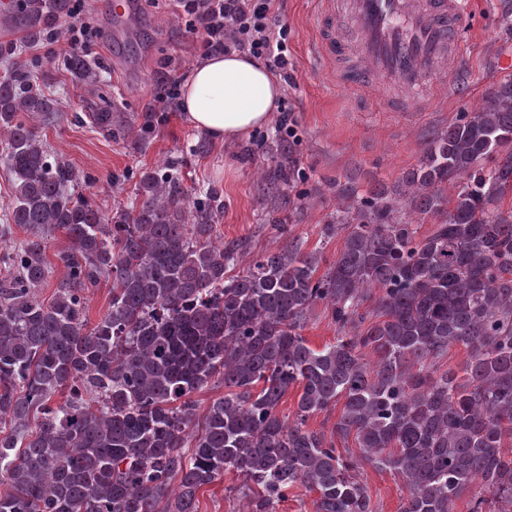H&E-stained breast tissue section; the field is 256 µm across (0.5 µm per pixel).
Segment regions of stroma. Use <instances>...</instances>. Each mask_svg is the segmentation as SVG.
<instances>
[{"mask_svg":"<svg viewBox=\"0 0 512 512\" xmlns=\"http://www.w3.org/2000/svg\"><path fill=\"white\" fill-rule=\"evenodd\" d=\"M107 2H88L91 35L84 53L99 68L100 81L87 87L63 66L65 38L28 43L21 32L3 24L15 0H0V42L14 43L16 60L39 58L38 83L57 101L54 119L37 122V131L52 158L85 175L76 194L89 197L107 214L137 205L134 176L146 170L173 173L188 198L218 194L224 210L217 236L238 246V257L227 269L231 276L292 239L303 252L320 251L327 263L342 245L340 238L323 235L336 208L333 195L291 205L276 218L264 210L282 144H289L310 186L321 188L349 174L364 184L390 186L417 163L437 131L460 112L479 107L494 85L512 80V0H470L458 71L429 76L412 88L409 112L390 109L397 82L375 91L335 82L332 65L316 56L314 0H282L280 18L288 26L282 102L287 126L275 121L232 146L211 143L209 153L200 155L193 150L200 133L186 123L181 110L158 111L156 100L165 75L187 79L201 60L186 17L173 0H130V17L118 21ZM93 112L111 113V129L92 124ZM147 122L153 123V132L145 142H135L136 129ZM356 475L377 512H399L407 495L401 475L361 460ZM241 483L236 472L225 473L200 491L199 512H246L248 500L238 492Z\"/></svg>","mask_w":512,"mask_h":512,"instance_id":"obj_1","label":"stroma"}]
</instances>
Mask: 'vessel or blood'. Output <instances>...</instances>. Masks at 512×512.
Returning <instances> with one entry per match:
<instances>
[{
	"label": "vessel or blood",
	"mask_w": 512,
	"mask_h": 512,
	"mask_svg": "<svg viewBox=\"0 0 512 512\" xmlns=\"http://www.w3.org/2000/svg\"><path fill=\"white\" fill-rule=\"evenodd\" d=\"M317 54L345 57L359 84H405L445 66L469 14L464 0H317Z\"/></svg>",
	"instance_id": "obj_1"
}]
</instances>
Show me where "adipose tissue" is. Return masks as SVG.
I'll list each match as a JSON object with an SVG mask.
<instances>
[{"instance_id":"adipose-tissue-1","label":"adipose tissue","mask_w":512,"mask_h":512,"mask_svg":"<svg viewBox=\"0 0 512 512\" xmlns=\"http://www.w3.org/2000/svg\"><path fill=\"white\" fill-rule=\"evenodd\" d=\"M285 88L264 63L241 52L216 54L183 85V115L197 131L227 145L271 124Z\"/></svg>"}]
</instances>
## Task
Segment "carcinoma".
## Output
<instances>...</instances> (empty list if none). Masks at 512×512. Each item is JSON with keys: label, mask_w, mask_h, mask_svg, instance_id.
Segmentation results:
<instances>
[{"label": "carcinoma", "mask_w": 512, "mask_h": 512, "mask_svg": "<svg viewBox=\"0 0 512 512\" xmlns=\"http://www.w3.org/2000/svg\"><path fill=\"white\" fill-rule=\"evenodd\" d=\"M71 11L19 0L10 21L36 42L67 30ZM36 66L0 79L13 175L0 236L26 234L0 279V512H198L199 491L229 470L247 512H276L299 484L316 512H376L336 448L351 436L362 460L405 478L400 512H455L466 492L468 512H512V80L436 134L397 186L336 181L324 234L344 239L321 276L317 254L290 241L227 277L219 206L184 199L172 176L140 173L141 203L111 217L73 196L80 175L25 120L58 111ZM66 66L98 81L81 54ZM305 180L281 150L269 212L307 199ZM58 231L71 248L45 301ZM104 279L112 297L89 327L84 293ZM318 303L341 333L321 350L302 335ZM455 346L461 376L438 366ZM215 383L224 396L197 415L193 395ZM295 385L290 421L278 406ZM340 401L330 435L306 428Z\"/></svg>", "instance_id": "cac0c4a2"}]
</instances>
